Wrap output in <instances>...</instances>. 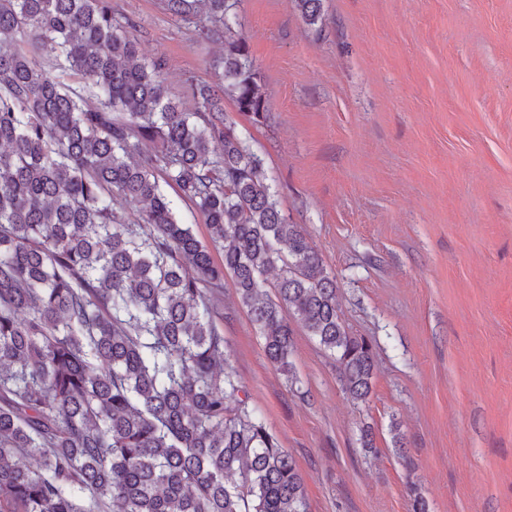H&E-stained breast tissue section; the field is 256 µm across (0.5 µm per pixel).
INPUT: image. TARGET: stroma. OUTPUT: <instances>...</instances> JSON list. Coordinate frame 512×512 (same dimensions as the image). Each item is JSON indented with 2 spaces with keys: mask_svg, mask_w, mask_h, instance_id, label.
<instances>
[{
  "mask_svg": "<svg viewBox=\"0 0 512 512\" xmlns=\"http://www.w3.org/2000/svg\"><path fill=\"white\" fill-rule=\"evenodd\" d=\"M168 96L220 84L224 46L160 0H112ZM266 120L225 102L280 209L376 348L365 402L296 329L277 372L232 279L218 297L229 362L291 453L308 512H512V0H238ZM371 427L372 447L360 431ZM403 448H395L394 434Z\"/></svg>",
  "mask_w": 512,
  "mask_h": 512,
  "instance_id": "1",
  "label": "stroma"
}]
</instances>
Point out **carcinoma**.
Here are the masks:
<instances>
[{"label": "carcinoma", "instance_id": "carcinoma-1", "mask_svg": "<svg viewBox=\"0 0 512 512\" xmlns=\"http://www.w3.org/2000/svg\"><path fill=\"white\" fill-rule=\"evenodd\" d=\"M291 2L322 21V0ZM236 3L162 0L224 42V86L190 83L187 108L112 0H0V512H307L294 458L227 363V275L287 380L289 314L335 356L343 390L370 395L373 345L346 328L336 279L226 122V96L255 122L268 111ZM166 191L170 198L174 201L177 214L182 224H193V229L197 238L202 242V244L206 245L209 248L214 260L217 263H221L222 252L218 249H215L214 246L212 245L209 238L207 227L203 222L202 216L196 211L194 206L185 203L184 201H181L177 197L174 190H172L169 187H166Z\"/></svg>", "mask_w": 512, "mask_h": 512}]
</instances>
